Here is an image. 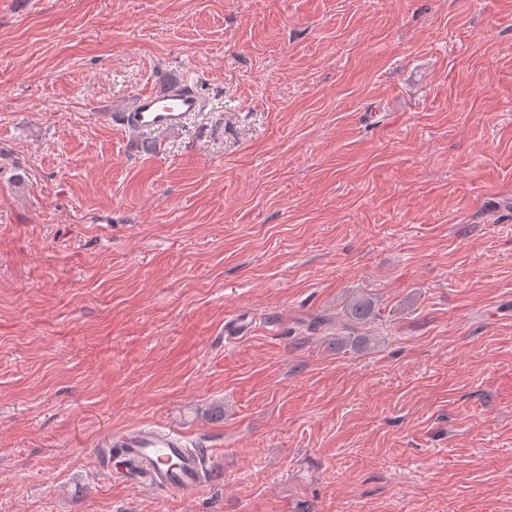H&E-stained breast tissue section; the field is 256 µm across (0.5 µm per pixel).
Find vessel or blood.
Returning <instances> with one entry per match:
<instances>
[{
  "label": "vessel or blood",
  "instance_id": "1",
  "mask_svg": "<svg viewBox=\"0 0 512 512\" xmlns=\"http://www.w3.org/2000/svg\"><path fill=\"white\" fill-rule=\"evenodd\" d=\"M199 95L187 81L170 79L138 93L131 107L113 113L112 123L141 136L179 131L202 111ZM98 447L107 454L106 470L113 480H125L137 470L154 488L193 493L211 477L201 450L188 447L182 433L139 423L102 435Z\"/></svg>",
  "mask_w": 512,
  "mask_h": 512
}]
</instances>
